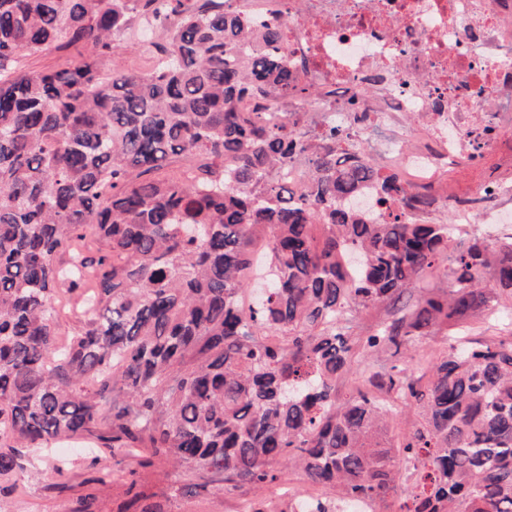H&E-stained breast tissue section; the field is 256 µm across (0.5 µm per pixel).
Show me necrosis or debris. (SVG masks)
Listing matches in <instances>:
<instances>
[{"label": "necrosis or debris", "mask_w": 512, "mask_h": 512, "mask_svg": "<svg viewBox=\"0 0 512 512\" xmlns=\"http://www.w3.org/2000/svg\"><path fill=\"white\" fill-rule=\"evenodd\" d=\"M249 23H280L296 87L238 102L276 129L294 120L307 144L332 129L359 141L384 173L433 192L449 166L512 131V0H233ZM421 112L425 128L400 129ZM512 195L486 181L452 200L459 219Z\"/></svg>", "instance_id": "necrosis-or-debris-1"}]
</instances>
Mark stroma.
I'll return each mask as SVG.
<instances>
[{"label": "stroma", "mask_w": 512, "mask_h": 512, "mask_svg": "<svg viewBox=\"0 0 512 512\" xmlns=\"http://www.w3.org/2000/svg\"><path fill=\"white\" fill-rule=\"evenodd\" d=\"M500 153L485 155L482 165L462 164L449 168L442 177L444 189L451 195L469 193L471 188L500 174ZM478 337L493 332L492 322L485 318L472 319L464 325H449L424 337L410 348L411 368H418L419 358H442L448 353V338L457 330ZM18 467L8 477L0 476V512H74L79 498L88 491L84 481L98 468L110 472L112 480L100 497L101 512H117L126 499L128 474L132 463L124 455L103 452L92 455L88 449L68 444L54 446L52 450L33 452L29 448H15ZM294 488L308 495L322 497L320 488L306 484L301 475L287 472L280 485L262 491L242 488L231 491L217 490L207 483L193 495L174 499L172 512H238L242 500L253 499L264 506L285 512L287 505L282 494Z\"/></svg>", "instance_id": "35a3bbf8"}]
</instances>
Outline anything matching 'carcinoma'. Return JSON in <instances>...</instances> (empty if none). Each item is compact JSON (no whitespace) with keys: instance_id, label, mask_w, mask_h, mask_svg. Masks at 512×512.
<instances>
[{"instance_id":"obj_1","label":"carcinoma","mask_w":512,"mask_h":512,"mask_svg":"<svg viewBox=\"0 0 512 512\" xmlns=\"http://www.w3.org/2000/svg\"><path fill=\"white\" fill-rule=\"evenodd\" d=\"M135 18L163 32L146 47L153 69L103 72ZM249 28L226 0H0V440L87 437L135 457L125 512H167L202 473L256 488L288 466L327 503L383 500L406 470L399 512H512V329L456 337L419 376L393 364L366 392L337 388L353 309L390 308L362 340L379 351L512 304V236L460 245L446 291L408 294L455 240L410 217L435 198L380 173L357 143L342 161L290 123L272 130L240 112L241 96L293 84L282 28L263 27L244 55ZM71 46L66 69L14 68ZM304 154L313 182L301 202L276 171ZM176 158L198 162L197 175L149 177ZM369 185L380 222L343 205ZM88 229L105 253L71 250ZM258 238L273 278L245 313L239 272ZM349 249L362 257L355 275L339 261ZM86 272L87 316L60 344V293ZM374 393L420 407L424 423L389 445ZM168 464L180 468L169 491L147 492ZM87 484L76 512H98L108 472Z\"/></svg>"}]
</instances>
